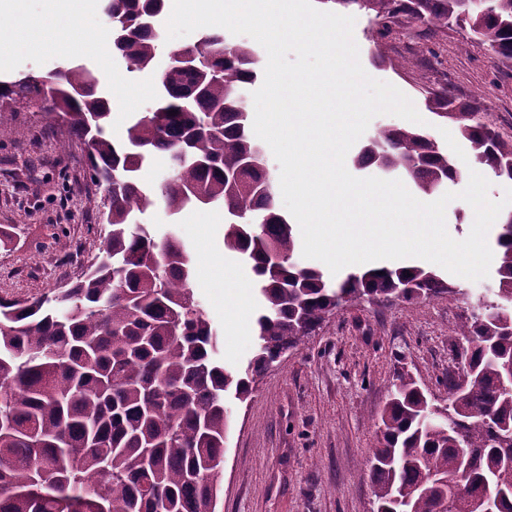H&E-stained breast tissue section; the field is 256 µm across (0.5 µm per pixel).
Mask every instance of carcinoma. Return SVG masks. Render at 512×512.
<instances>
[{
	"label": "carcinoma",
	"mask_w": 512,
	"mask_h": 512,
	"mask_svg": "<svg viewBox=\"0 0 512 512\" xmlns=\"http://www.w3.org/2000/svg\"><path fill=\"white\" fill-rule=\"evenodd\" d=\"M169 0H106L112 52L150 67ZM375 13L381 47L399 16L427 30L464 22L494 60L512 59V0H321ZM183 61L170 56L155 111L135 119L126 141L106 128L112 104L81 65L42 76L0 79V113L33 103L62 115L66 142L87 145L91 178L107 185L102 256L53 296L0 297V512H216L229 418L228 393L247 400L253 384L296 349L341 303L462 294L418 266L353 271L329 282L293 261L292 224L278 212L268 167L241 89L258 78L257 51L207 31ZM429 109L458 123L475 160L512 182V140L478 108L444 88ZM177 114L171 115L169 111ZM161 155L173 175L159 188L139 180ZM360 169L403 171L430 196L458 176L448 152L425 131L382 127L353 158ZM161 204L172 215L224 209V248L256 276L263 307L258 348L234 375L211 358L216 332L197 300L191 259L175 235L158 242L138 216ZM499 292L512 301V216L497 236ZM471 343L469 369L448 380L457 427L432 418L415 377L398 383L381 415L370 468L377 512H444L437 482L460 483L451 512H512V310L480 299L458 326ZM467 439L472 457L459 455Z\"/></svg>",
	"instance_id": "1"
}]
</instances>
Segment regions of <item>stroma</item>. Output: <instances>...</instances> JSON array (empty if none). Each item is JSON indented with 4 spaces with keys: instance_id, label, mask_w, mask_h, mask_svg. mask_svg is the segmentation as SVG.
Masks as SVG:
<instances>
[{
    "instance_id": "obj_1",
    "label": "stroma",
    "mask_w": 512,
    "mask_h": 512,
    "mask_svg": "<svg viewBox=\"0 0 512 512\" xmlns=\"http://www.w3.org/2000/svg\"><path fill=\"white\" fill-rule=\"evenodd\" d=\"M104 0H87L83 18L71 0H0V77L41 75L77 63L113 98L108 127L121 140L131 121L156 107L161 74L173 50L193 46L191 33L161 41L150 68L115 58ZM67 17L41 47L12 52V29L39 27L51 15ZM359 58L371 77L407 95L426 130L456 165L475 167L455 121L426 111L425 96L441 88L480 107L503 138H512V61L490 59L478 41L452 25L428 31L400 22L371 57L373 14L351 8ZM0 136V296L38 297L81 278L103 249L106 192L91 179L87 149L60 148L65 124L37 107L6 113ZM157 239L181 238L190 249L199 302L217 332V358L246 366L256 344L260 300L255 276L224 248L223 209H187L173 216L161 206L140 215ZM245 291L241 306H224L214 281ZM453 293L412 301H361L337 309L321 329L271 368L247 402L226 395L229 429L218 512H372L369 452L377 444L379 415L399 371H411L427 394L448 399V379L464 362L456 356L457 326L474 299L496 300L495 274L471 281L446 274Z\"/></svg>"
}]
</instances>
